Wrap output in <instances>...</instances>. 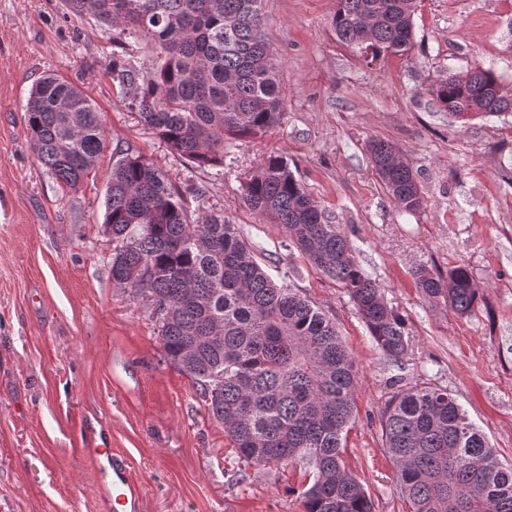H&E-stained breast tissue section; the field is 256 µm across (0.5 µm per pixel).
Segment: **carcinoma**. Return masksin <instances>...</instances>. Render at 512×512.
I'll list each match as a JSON object with an SVG mask.
<instances>
[{"label": "carcinoma", "mask_w": 512, "mask_h": 512, "mask_svg": "<svg viewBox=\"0 0 512 512\" xmlns=\"http://www.w3.org/2000/svg\"><path fill=\"white\" fill-rule=\"evenodd\" d=\"M266 0H64L112 35V84L142 122L193 170H224L232 143L279 123L284 93L264 23ZM416 0H336V37L371 60L413 46ZM155 56L144 72L135 45ZM431 93L452 116L512 112V94L490 70L435 80ZM38 163L77 186L106 148L104 118L79 87L54 74L32 88L24 109ZM376 175L402 211L425 197L390 142L369 145ZM104 202L115 246L112 280L155 318L166 360L198 387L210 418L242 461L299 464L308 483L303 512H373L342 453L354 419L357 366L336 323L276 281L236 225L195 219L181 187L141 152L118 144ZM243 205L279 226L288 246L350 297L382 354L397 367L407 350L404 319L362 270L356 251L281 156H267L241 184ZM425 295L459 315L477 304L468 269L413 272ZM381 436L412 512H512V467L479 433L448 389L396 392Z\"/></svg>", "instance_id": "obj_1"}]
</instances>
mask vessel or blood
Instances as JSON below:
<instances>
[{"label": "vessel or blood", "mask_w": 512, "mask_h": 512, "mask_svg": "<svg viewBox=\"0 0 512 512\" xmlns=\"http://www.w3.org/2000/svg\"><path fill=\"white\" fill-rule=\"evenodd\" d=\"M80 451L105 475V489L112 502V512H139L142 489L131 474L126 456L106 440L99 444H82Z\"/></svg>", "instance_id": "obj_1"}]
</instances>
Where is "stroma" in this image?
Here are the masks:
<instances>
[{
  "label": "stroma",
  "mask_w": 512,
  "mask_h": 512,
  "mask_svg": "<svg viewBox=\"0 0 512 512\" xmlns=\"http://www.w3.org/2000/svg\"><path fill=\"white\" fill-rule=\"evenodd\" d=\"M336 0H267L266 32L285 95L280 123L232 147L224 173L191 171L115 90L112 44L63 0H0V512H109L102 476L78 452L101 421L143 487L140 512H301L303 470L245 466L193 383L163 356L154 320L112 280L103 229L112 149L130 143L175 182L204 187L199 214L236 224L267 264L332 318L358 367L343 453L374 512H410L381 437L402 389L449 390L512 464V114L457 120L437 78L482 67L512 87V0H417L414 45L366 62L338 41ZM58 74L103 114L107 147L77 187L36 160L24 121L32 85ZM373 139L411 164L426 204L402 212L375 174ZM330 210L364 271L409 332L403 368L377 349L348 296L241 203L268 155ZM467 266L471 314L425 297L412 275Z\"/></svg>",
  "instance_id": "35a3bbf8"
}]
</instances>
